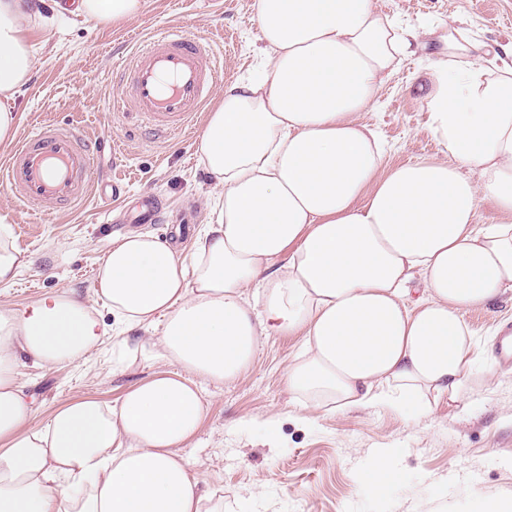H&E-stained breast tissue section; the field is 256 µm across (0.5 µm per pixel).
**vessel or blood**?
Masks as SVG:
<instances>
[{"label": "vessel or blood", "mask_w": 512, "mask_h": 512, "mask_svg": "<svg viewBox=\"0 0 512 512\" xmlns=\"http://www.w3.org/2000/svg\"><path fill=\"white\" fill-rule=\"evenodd\" d=\"M219 78L210 44L181 27L150 36L127 58L121 79L126 104L156 133L181 134L198 119ZM94 145L71 126L44 124L14 147L0 167V180L23 203L74 207L89 193L121 207L125 186L94 177Z\"/></svg>", "instance_id": "obj_1"}]
</instances>
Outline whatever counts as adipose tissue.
Returning <instances> with one entry per match:
<instances>
[{
    "label": "adipose tissue",
    "instance_id": "ef3b65f1",
    "mask_svg": "<svg viewBox=\"0 0 512 512\" xmlns=\"http://www.w3.org/2000/svg\"><path fill=\"white\" fill-rule=\"evenodd\" d=\"M148 0H0V143L37 57L34 31L72 14L96 26ZM263 68L225 86L196 141L221 197L192 259L150 233L117 237L94 301L56 292L0 306V512H224L180 445L204 406L195 378L238 379L261 337L299 335L286 384L307 413L472 401L477 375L464 314L512 290V44L469 30L411 28L376 0H255ZM428 51L421 106L449 159L381 169L363 122L400 62ZM497 213L477 221L479 207ZM421 277L423 296L409 302ZM151 331L138 352L161 371L119 404L69 401L29 427L22 363L74 364L106 333L98 309ZM178 363L181 373L165 371Z\"/></svg>",
    "mask_w": 512,
    "mask_h": 512
}]
</instances>
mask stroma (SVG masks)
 <instances>
[{
	"label": "stroma",
	"instance_id": "stroma-1",
	"mask_svg": "<svg viewBox=\"0 0 512 512\" xmlns=\"http://www.w3.org/2000/svg\"><path fill=\"white\" fill-rule=\"evenodd\" d=\"M254 2L149 0L141 15L123 24L65 21L36 35L38 64L18 100V136L43 123L78 126L100 141L95 166L126 185L129 211L111 212L91 194L74 213L52 205L34 213L0 189V216L29 261L13 283L0 284V306L25 305L65 289L92 299L100 260L119 235L117 222L137 214L149 196L167 206L166 223L153 226L152 234L175 242L182 257L191 258L215 202L196 152L199 132L165 140L142 136L138 118L122 108L127 90L115 81L114 66L152 32L178 25L222 59L224 82L214 89L222 95L259 62ZM379 6L414 26L453 23L484 42L512 43V0H379ZM425 64L421 54L403 60L376 107L363 115L386 143L383 169L445 155L411 82ZM465 319L480 348L491 354L499 328L512 324V292ZM102 320L107 333L83 361L19 367L18 380L35 401L31 426L45 425L57 407L74 399L117 404L152 375L155 367L145 359L114 362L115 342L143 340L146 332L125 331L107 312ZM301 344L298 336L262 337L238 379L199 383L204 419L181 452L201 488L223 499L224 512H487L492 504L512 512L511 364L491 360L495 382L472 406L449 405L443 395L413 423L381 406L321 411L305 421L284 378ZM383 448L394 449L395 457L392 469L379 475L373 462Z\"/></svg>",
	"mask_w": 512,
	"mask_h": 512
}]
</instances>
